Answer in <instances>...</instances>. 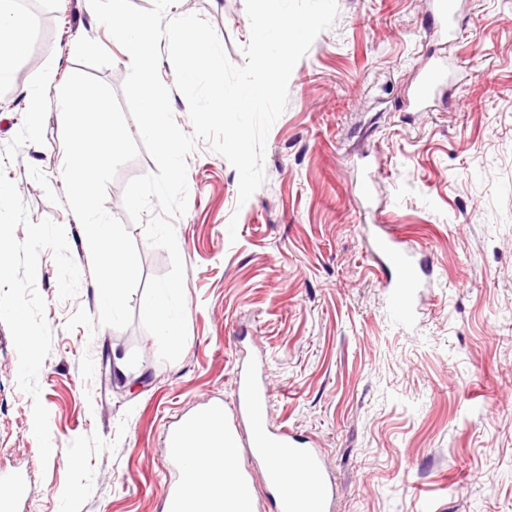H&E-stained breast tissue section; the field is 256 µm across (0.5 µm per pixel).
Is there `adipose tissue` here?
Listing matches in <instances>:
<instances>
[{
  "instance_id": "obj_1",
  "label": "adipose tissue",
  "mask_w": 512,
  "mask_h": 512,
  "mask_svg": "<svg viewBox=\"0 0 512 512\" xmlns=\"http://www.w3.org/2000/svg\"><path fill=\"white\" fill-rule=\"evenodd\" d=\"M223 432L224 422L220 419L203 420L193 427L192 433L199 436V443L182 447L197 472L189 493L203 504L220 500L221 512H241L239 495L231 490L237 464L236 444L224 438Z\"/></svg>"
}]
</instances>
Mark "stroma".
<instances>
[{
	"label": "stroma",
	"mask_w": 512,
	"mask_h": 512,
	"mask_svg": "<svg viewBox=\"0 0 512 512\" xmlns=\"http://www.w3.org/2000/svg\"><path fill=\"white\" fill-rule=\"evenodd\" d=\"M464 38L429 28L432 0H338L289 80V100L266 142L264 184L238 200L239 175L207 142L187 158L188 209L175 219L186 268L187 340L158 357L140 323L66 330L77 308L98 316L82 226L64 195L62 119L53 104L45 142L5 171L32 222L64 226L81 270L61 300L42 252L36 287L51 351L39 374L54 447L41 465L32 400L16 384L18 355L0 324V471L26 477L16 512H165L174 473L166 432L203 403L234 412L239 360L267 359L269 425L315 441L336 482L331 512H512V0H463ZM230 61L244 64L245 0H179ZM0 84V146L20 129L28 85L44 65L121 91L123 48L88 0H35ZM96 50L78 52L79 43ZM460 64L429 111L409 100L435 56ZM147 153L108 185L156 172ZM236 230H229V222ZM432 274L410 324L396 320L389 273L372 255L377 225ZM78 450L82 466L67 463Z\"/></svg>",
	"instance_id": "obj_1"
}]
</instances>
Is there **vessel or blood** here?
Listing matches in <instances>:
<instances>
[{"instance_id":"obj_1","label":"vessel or blood","mask_w":512,"mask_h":512,"mask_svg":"<svg viewBox=\"0 0 512 512\" xmlns=\"http://www.w3.org/2000/svg\"><path fill=\"white\" fill-rule=\"evenodd\" d=\"M459 0H434L432 27L450 42L459 36L457 19ZM453 66L447 62H439L423 72L414 89V101L418 107H425L436 91L450 80ZM377 254L395 266L399 275L393 283L399 298L396 313L401 320H409L413 311V298L420 286V277L409 257L399 249L392 237H382ZM236 410L249 421L253 430V438L257 447L251 456L250 464L239 467L235 486L242 490H250L252 475L251 465L261 466L267 474V485L270 495L277 498L278 512H295L301 494L284 493L273 465L274 458L299 460L315 479L314 497L316 512H327L328 504L335 493V484L325 468L322 457L316 449L300 447L287 429H276L264 420L267 392L258 370L252 366H238L235 381ZM167 465L177 471L178 482L169 484L167 512H195L196 505L187 496L188 486L194 482L195 473L186 458L179 451H171Z\"/></svg>"}]
</instances>
